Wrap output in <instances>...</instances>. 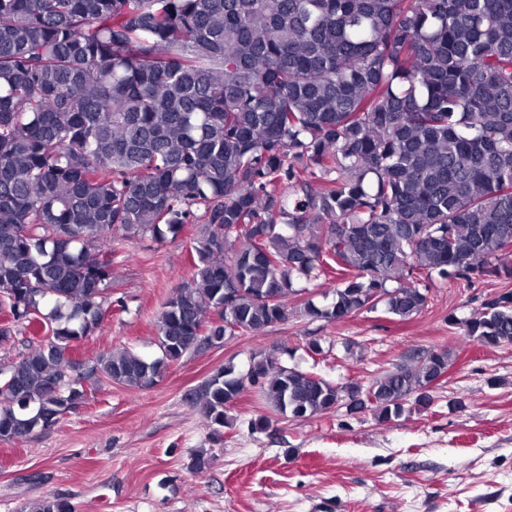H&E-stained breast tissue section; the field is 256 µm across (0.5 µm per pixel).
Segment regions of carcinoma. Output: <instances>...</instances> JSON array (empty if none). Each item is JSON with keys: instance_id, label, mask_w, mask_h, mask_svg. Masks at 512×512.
<instances>
[{"instance_id": "carcinoma-1", "label": "carcinoma", "mask_w": 512, "mask_h": 512, "mask_svg": "<svg viewBox=\"0 0 512 512\" xmlns=\"http://www.w3.org/2000/svg\"><path fill=\"white\" fill-rule=\"evenodd\" d=\"M185 224L193 274L158 318L161 355L77 366L107 234ZM432 274L512 277V0H0V349L23 345L0 360L1 441L53 427L86 378L146 390L212 336H261L291 298L328 323L380 304L410 320ZM448 324L512 344V291ZM452 364L431 349L364 389L260 352L252 380L228 363L189 401L217 435L249 387L292 420L349 400L387 423L429 408Z\"/></svg>"}]
</instances>
